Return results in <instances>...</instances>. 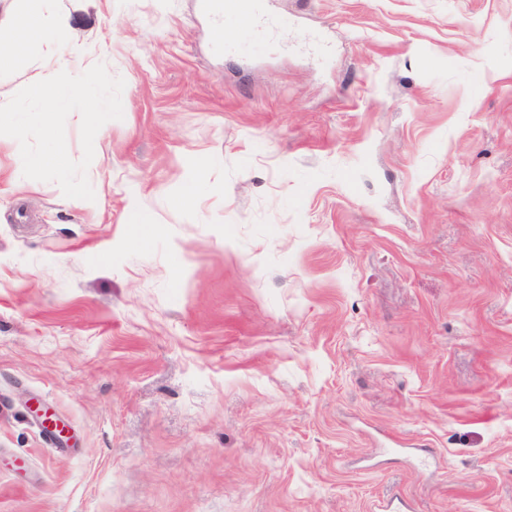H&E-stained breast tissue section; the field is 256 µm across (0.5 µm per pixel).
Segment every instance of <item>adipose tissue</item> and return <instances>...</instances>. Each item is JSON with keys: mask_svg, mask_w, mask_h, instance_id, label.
<instances>
[{"mask_svg": "<svg viewBox=\"0 0 512 512\" xmlns=\"http://www.w3.org/2000/svg\"><path fill=\"white\" fill-rule=\"evenodd\" d=\"M22 11L13 21L18 39L8 51H0V70L11 69L18 53L23 49L40 48L48 65L67 68L76 63L79 50L76 46H60L49 27L50 0H24ZM74 90H63L46 83H33L27 99L33 103L36 118L46 132H53L57 112L72 97Z\"/></svg>", "mask_w": 512, "mask_h": 512, "instance_id": "ef3b65f1", "label": "adipose tissue"}]
</instances>
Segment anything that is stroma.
<instances>
[{"instance_id": "obj_1", "label": "stroma", "mask_w": 512, "mask_h": 512, "mask_svg": "<svg viewBox=\"0 0 512 512\" xmlns=\"http://www.w3.org/2000/svg\"><path fill=\"white\" fill-rule=\"evenodd\" d=\"M275 4L53 0L51 136L0 71V512H512V0ZM203 8L209 12L214 19L215 23L223 21L224 30L222 28L219 32L224 39V47L226 49H234L235 51L243 53L242 45L235 41L238 37V31L234 26L228 25L229 21L236 17H245L249 22L262 23L270 28H288L295 23L293 17L285 14L272 15L265 5H269L268 0H204L202 1ZM235 29L237 34L235 35Z\"/></svg>"}]
</instances>
